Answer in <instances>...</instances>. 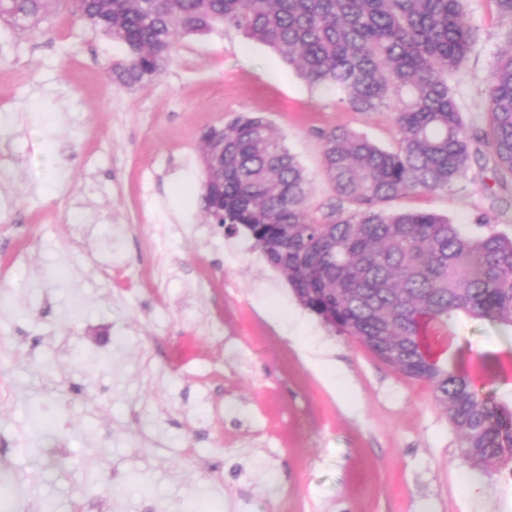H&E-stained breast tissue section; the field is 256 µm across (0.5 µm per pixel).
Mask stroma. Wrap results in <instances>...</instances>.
I'll list each match as a JSON object with an SVG mask.
<instances>
[{"label": "stroma", "mask_w": 512, "mask_h": 512, "mask_svg": "<svg viewBox=\"0 0 512 512\" xmlns=\"http://www.w3.org/2000/svg\"><path fill=\"white\" fill-rule=\"evenodd\" d=\"M480 38L451 77L470 130L511 23L466 0ZM122 47L68 5L0 23V471L11 512H512V467L475 475L426 381L305 310L251 240L207 223L201 130L263 115L333 194L320 131L394 144L232 29L187 36L134 88ZM465 233L512 235V183L476 156L451 192L409 193ZM451 363L512 408V327L457 316Z\"/></svg>", "instance_id": "obj_1"}]
</instances>
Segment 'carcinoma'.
Instances as JSON below:
<instances>
[{"mask_svg":"<svg viewBox=\"0 0 512 512\" xmlns=\"http://www.w3.org/2000/svg\"><path fill=\"white\" fill-rule=\"evenodd\" d=\"M465 0H74L71 13L124 47L113 83L152 81L177 42L219 28L272 48L308 83L339 85L354 112H394L396 148L341 128L320 133L336 204L312 216L303 167L261 116L241 113L201 134L206 219L243 233L332 330L409 378L430 383L484 474L512 463V410L482 395L464 365L435 354L448 320L468 314L512 326V237L462 233L427 211L385 205L415 191H449L473 143L512 180V27L490 66L486 124L470 133L448 78L474 51ZM60 0H0L24 30Z\"/></svg>","mask_w":512,"mask_h":512,"instance_id":"carcinoma-1","label":"carcinoma"}]
</instances>
